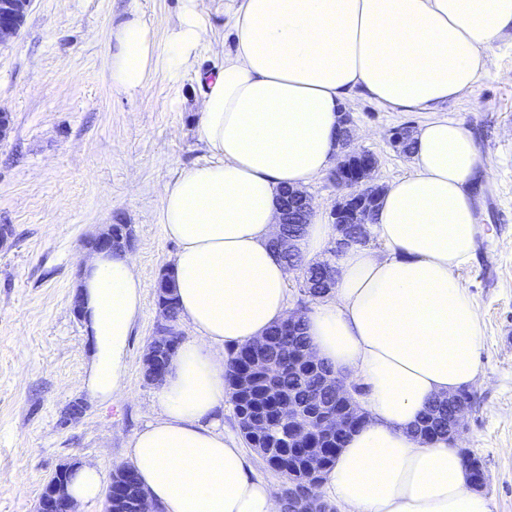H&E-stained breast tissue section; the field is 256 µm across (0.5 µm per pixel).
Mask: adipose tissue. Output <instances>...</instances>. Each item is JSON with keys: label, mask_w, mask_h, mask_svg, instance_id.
<instances>
[{"label": "adipose tissue", "mask_w": 512, "mask_h": 512, "mask_svg": "<svg viewBox=\"0 0 512 512\" xmlns=\"http://www.w3.org/2000/svg\"><path fill=\"white\" fill-rule=\"evenodd\" d=\"M234 46L212 74L199 135L209 159L161 195L176 242L170 267L191 329L158 385L160 416L131 438V460L161 512H280L277 487L251 473L220 423L225 348L261 338L289 315V270L271 246L277 198L337 159L346 99L430 112L414 134V170L392 183L370 228L383 254L353 245L305 333L317 360L364 388L367 421L350 434L318 489L341 512H491L467 489L458 445L412 431L424 410L478 371L479 310L458 280L475 255L483 192L494 173L473 130L437 118L473 93L498 42L512 40V0H230ZM112 83L192 66L211 42L204 0H185L159 49L132 17L114 33ZM85 323L94 337L84 387L118 398L143 283L128 253L82 256Z\"/></svg>", "instance_id": "ef3b65f1"}]
</instances>
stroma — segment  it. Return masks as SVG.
Returning a JSON list of instances; mask_svg holds the SVG:
<instances>
[{
    "label": "stroma",
    "instance_id": "35a3bbf8",
    "mask_svg": "<svg viewBox=\"0 0 512 512\" xmlns=\"http://www.w3.org/2000/svg\"><path fill=\"white\" fill-rule=\"evenodd\" d=\"M225 0H205L213 48L194 68L150 74L133 94L112 85L113 30L137 16L166 47L183 0H34L17 35L0 45V512H36L45 482L63 464L130 461V439L159 413L143 356L160 319L156 283L177 250L160 222L164 185L209 154L198 131L206 90L197 74L219 68L233 21ZM346 110L355 150L373 154L374 183L412 170L390 141L427 112H393L357 96ZM449 119L475 131L495 177L484 193L487 222L458 279L482 320L474 397L461 435L479 459L491 512H512V41L497 45L473 94L450 102ZM127 224L144 285L133 327L126 393L89 400L83 381L92 339L71 310L83 239Z\"/></svg>",
    "mask_w": 512,
    "mask_h": 512
}]
</instances>
